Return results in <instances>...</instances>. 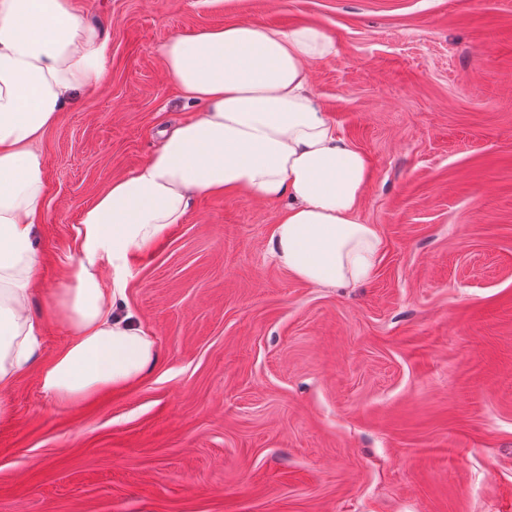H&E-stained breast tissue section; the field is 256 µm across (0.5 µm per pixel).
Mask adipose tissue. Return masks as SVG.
I'll return each instance as SVG.
<instances>
[{"mask_svg":"<svg viewBox=\"0 0 512 512\" xmlns=\"http://www.w3.org/2000/svg\"><path fill=\"white\" fill-rule=\"evenodd\" d=\"M109 51L106 32L70 0H0V391L35 364L43 392L65 407L156 365L152 331L117 309L132 257L182 223L196 195L241 191L282 202L268 255L312 287L361 285L381 259L378 231L359 217L368 159L311 89L308 65L335 54L333 37L316 26L247 22L176 35L159 49L164 71L202 109L83 210L65 285L46 293L69 340L37 363L43 322L30 298L46 195L40 142L100 82Z\"/></svg>","mask_w":512,"mask_h":512,"instance_id":"adipose-tissue-1","label":"adipose tissue"}]
</instances>
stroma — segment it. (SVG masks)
<instances>
[{
  "instance_id": "35a3bbf8",
  "label": "stroma",
  "mask_w": 512,
  "mask_h": 512,
  "mask_svg": "<svg viewBox=\"0 0 512 512\" xmlns=\"http://www.w3.org/2000/svg\"><path fill=\"white\" fill-rule=\"evenodd\" d=\"M70 2L110 55L41 142L40 361L82 211L198 112L162 67L175 34L335 39L312 88L368 158L382 258L310 287L266 254L281 203L197 196L132 263L153 371L68 409L33 367L5 393L0 512H512V0Z\"/></svg>"
}]
</instances>
